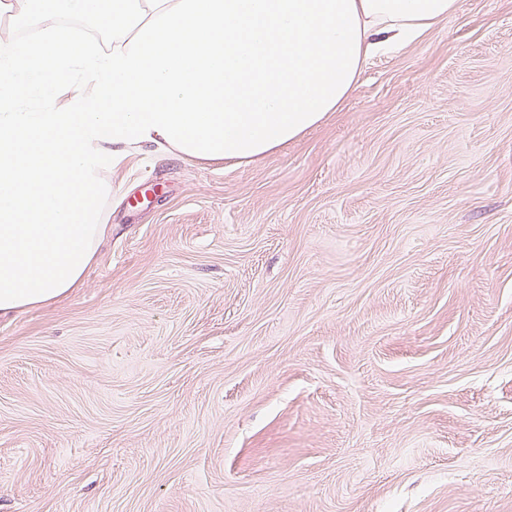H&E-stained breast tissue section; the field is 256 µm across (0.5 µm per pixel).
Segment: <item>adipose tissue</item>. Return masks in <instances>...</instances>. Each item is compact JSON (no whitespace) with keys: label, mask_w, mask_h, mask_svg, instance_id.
<instances>
[{"label":"adipose tissue","mask_w":512,"mask_h":512,"mask_svg":"<svg viewBox=\"0 0 512 512\" xmlns=\"http://www.w3.org/2000/svg\"><path fill=\"white\" fill-rule=\"evenodd\" d=\"M12 26L68 15L112 51L0 39V316L78 287L109 226L102 171L127 154L250 163L300 139L367 59L457 0H9Z\"/></svg>","instance_id":"ef3b65f1"}]
</instances>
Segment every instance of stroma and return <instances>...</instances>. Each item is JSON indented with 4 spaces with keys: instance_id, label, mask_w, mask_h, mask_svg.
I'll return each instance as SVG.
<instances>
[{
    "instance_id": "obj_1",
    "label": "stroma",
    "mask_w": 512,
    "mask_h": 512,
    "mask_svg": "<svg viewBox=\"0 0 512 512\" xmlns=\"http://www.w3.org/2000/svg\"><path fill=\"white\" fill-rule=\"evenodd\" d=\"M111 178L80 288L0 318V512H512V0Z\"/></svg>"
}]
</instances>
